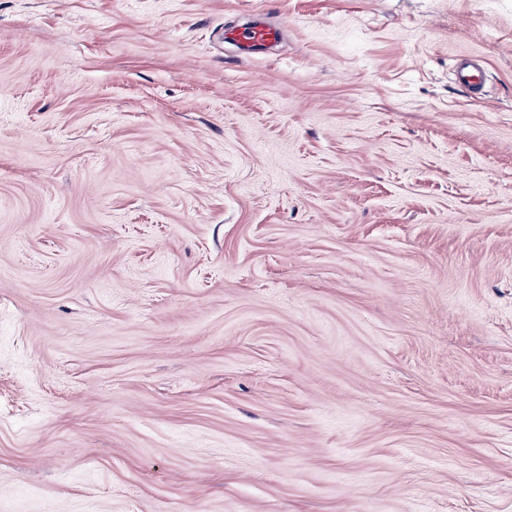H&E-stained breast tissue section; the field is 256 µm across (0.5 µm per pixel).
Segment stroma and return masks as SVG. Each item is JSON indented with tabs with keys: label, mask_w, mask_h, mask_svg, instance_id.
Here are the masks:
<instances>
[{
	"label": "stroma",
	"mask_w": 512,
	"mask_h": 512,
	"mask_svg": "<svg viewBox=\"0 0 512 512\" xmlns=\"http://www.w3.org/2000/svg\"><path fill=\"white\" fill-rule=\"evenodd\" d=\"M0 512H512V0H0ZM226 39L237 42L244 50L245 55H250L252 48L273 46L279 43L281 38L280 29L266 21L260 20L244 28L227 29L224 31ZM480 74L481 69L479 63L468 59L460 61L455 70L457 81L473 92L479 91L482 87Z\"/></svg>",
	"instance_id": "stroma-1"
}]
</instances>
